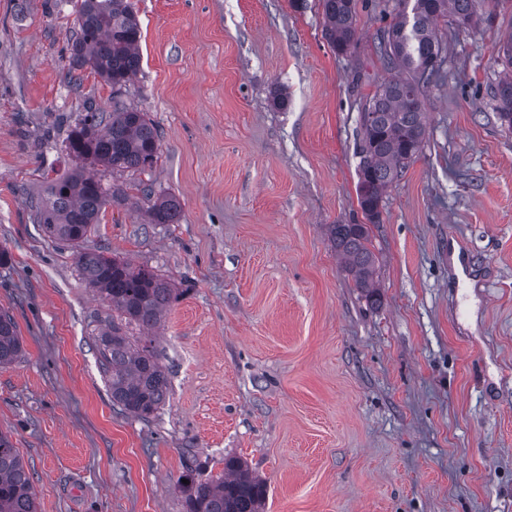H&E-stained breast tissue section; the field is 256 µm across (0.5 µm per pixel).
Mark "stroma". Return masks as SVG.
Segmentation results:
<instances>
[{"instance_id": "stroma-1", "label": "stroma", "mask_w": 512, "mask_h": 512, "mask_svg": "<svg viewBox=\"0 0 512 512\" xmlns=\"http://www.w3.org/2000/svg\"><path fill=\"white\" fill-rule=\"evenodd\" d=\"M129 2L141 68L121 98L160 128L161 155L105 173L124 200L84 246L178 290L153 336L170 388L146 419L113 407L99 368L111 303L30 208L75 168L69 127L84 105L111 110L112 88L63 78L72 0H0V310L24 349L0 367V432L39 512H186V471L228 457L266 482L265 512H512V129L493 98L512 0L437 23L422 149L367 224L374 302L328 227L366 224L360 112L388 77L375 36L395 0H356L347 54L320 0ZM167 193L179 223H149Z\"/></svg>"}]
</instances>
